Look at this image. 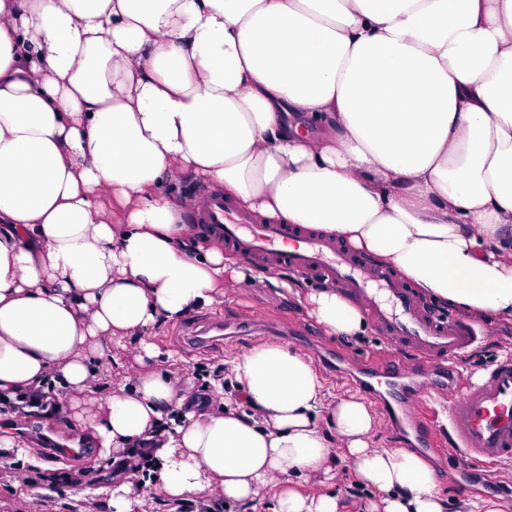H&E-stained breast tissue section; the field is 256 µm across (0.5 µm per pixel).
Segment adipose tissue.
Returning a JSON list of instances; mask_svg holds the SVG:
<instances>
[{
    "label": "adipose tissue",
    "instance_id": "1",
    "mask_svg": "<svg viewBox=\"0 0 512 512\" xmlns=\"http://www.w3.org/2000/svg\"><path fill=\"white\" fill-rule=\"evenodd\" d=\"M185 181L512 323V0H0V397L87 432L118 467L108 512H144L141 486L174 510L343 512L339 454L366 512H446L300 349L225 358L204 402L172 373L161 325L295 287L201 238ZM302 302L327 335L368 329L334 282Z\"/></svg>",
    "mask_w": 512,
    "mask_h": 512
}]
</instances>
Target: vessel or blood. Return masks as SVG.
<instances>
[{
  "instance_id": "obj_1",
  "label": "vessel or blood",
  "mask_w": 512,
  "mask_h": 512,
  "mask_svg": "<svg viewBox=\"0 0 512 512\" xmlns=\"http://www.w3.org/2000/svg\"><path fill=\"white\" fill-rule=\"evenodd\" d=\"M197 222L210 236L224 240L234 253L258 266L285 263L304 276L335 280L357 296L375 325L392 340L396 353L383 361L364 364L360 387L378 392L388 384L389 396L408 408L417 445L440 446L432 420L441 411L421 410L430 386L445 383L455 373L457 358L476 340L463 321H437L422 300L385 268L358 259L348 247L322 235L297 236L289 224H255L249 216L230 210L224 194L207 193L200 204ZM292 250H285V243ZM418 357L417 365L400 360V352ZM448 437L460 467L491 469L512 461V359L498 362L479 385L452 399L446 411Z\"/></svg>"
}]
</instances>
